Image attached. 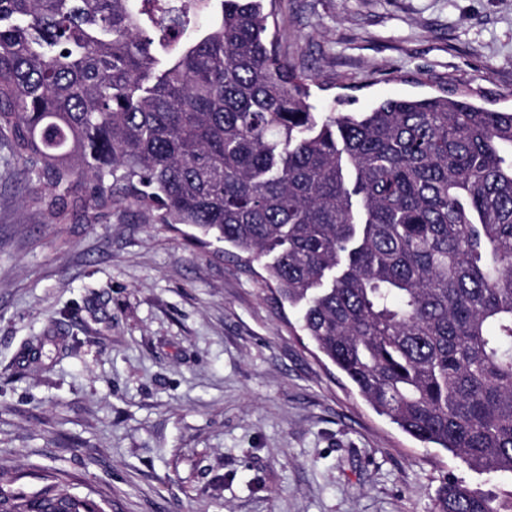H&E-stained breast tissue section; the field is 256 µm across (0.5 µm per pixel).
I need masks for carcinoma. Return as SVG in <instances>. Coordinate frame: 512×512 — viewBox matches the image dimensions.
I'll return each instance as SVG.
<instances>
[{
	"label": "carcinoma",
	"mask_w": 512,
	"mask_h": 512,
	"mask_svg": "<svg viewBox=\"0 0 512 512\" xmlns=\"http://www.w3.org/2000/svg\"><path fill=\"white\" fill-rule=\"evenodd\" d=\"M279 0H0V137L47 223L136 206L264 264L378 413L512 475V110L319 113ZM0 512H106L59 473ZM435 512H512L462 481Z\"/></svg>",
	"instance_id": "1"
}]
</instances>
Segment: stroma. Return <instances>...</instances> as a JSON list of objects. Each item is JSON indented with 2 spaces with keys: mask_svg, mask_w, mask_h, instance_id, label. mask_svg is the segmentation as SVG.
Segmentation results:
<instances>
[{
  "mask_svg": "<svg viewBox=\"0 0 512 512\" xmlns=\"http://www.w3.org/2000/svg\"><path fill=\"white\" fill-rule=\"evenodd\" d=\"M310 102L472 93L512 108V0H283ZM0 140V475L112 512H434L478 474L377 414L244 267L135 207L50 224Z\"/></svg>",
  "mask_w": 512,
  "mask_h": 512,
  "instance_id": "stroma-1",
  "label": "stroma"
}]
</instances>
